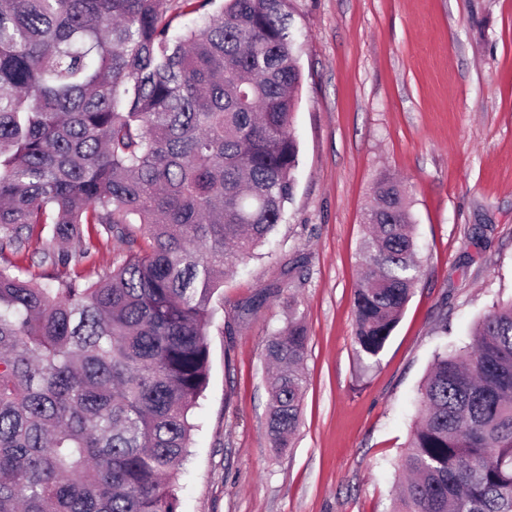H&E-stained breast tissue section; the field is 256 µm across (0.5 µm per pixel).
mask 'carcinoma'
I'll return each mask as SVG.
<instances>
[{
    "mask_svg": "<svg viewBox=\"0 0 512 512\" xmlns=\"http://www.w3.org/2000/svg\"><path fill=\"white\" fill-rule=\"evenodd\" d=\"M0 0V512H178L215 291L283 221L302 81L289 0ZM355 344L375 358L420 273L399 183L376 182ZM145 248L59 273L85 229ZM307 327L267 341L268 435L299 425ZM393 512H512V303L434 355ZM37 234H39V228L35 230L30 248L26 252H23L19 255H12L7 252L5 255L6 259L12 262H16L19 266L26 270L27 274L33 276H38L45 269L38 265V256L33 253L34 249L39 247V244L37 243Z\"/></svg>",
    "mask_w": 512,
    "mask_h": 512,
    "instance_id": "cac0c4a2",
    "label": "carcinoma"
}]
</instances>
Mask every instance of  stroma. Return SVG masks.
Returning <instances> with one entry per match:
<instances>
[{"instance_id": "35a3bbf8", "label": "stroma", "mask_w": 512, "mask_h": 512, "mask_svg": "<svg viewBox=\"0 0 512 512\" xmlns=\"http://www.w3.org/2000/svg\"><path fill=\"white\" fill-rule=\"evenodd\" d=\"M302 45L299 165L285 216L213 297L210 376L179 512H390L419 387L512 301V0H289ZM402 180L420 280L382 352L359 356L354 294L378 179ZM93 278L127 252L91 234ZM273 294L253 306L264 289ZM310 341L294 445L267 435L266 341Z\"/></svg>"}]
</instances>
